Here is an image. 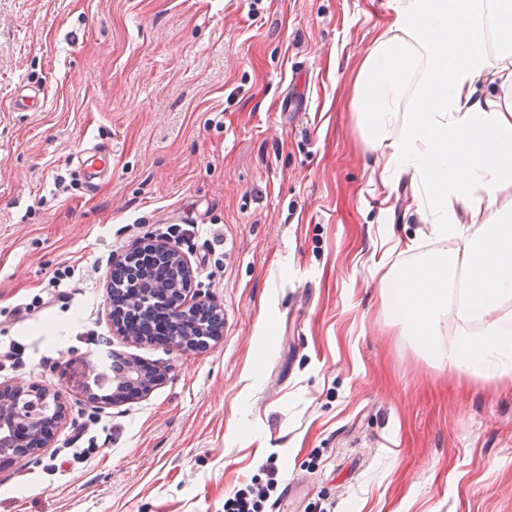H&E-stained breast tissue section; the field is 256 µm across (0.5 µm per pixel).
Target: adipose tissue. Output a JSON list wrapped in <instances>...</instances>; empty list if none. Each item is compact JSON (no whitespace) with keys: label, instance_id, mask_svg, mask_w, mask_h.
<instances>
[{"label":"adipose tissue","instance_id":"ef3b65f1","mask_svg":"<svg viewBox=\"0 0 512 512\" xmlns=\"http://www.w3.org/2000/svg\"><path fill=\"white\" fill-rule=\"evenodd\" d=\"M394 13L357 75L358 126L384 185L410 175L432 234L453 245L407 244L411 263L382 277L384 307L435 366L512 377V0H395ZM481 79L497 100L476 97Z\"/></svg>","mask_w":512,"mask_h":512}]
</instances>
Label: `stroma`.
Wrapping results in <instances>:
<instances>
[{
	"label": "stroma",
	"mask_w": 512,
	"mask_h": 512,
	"mask_svg": "<svg viewBox=\"0 0 512 512\" xmlns=\"http://www.w3.org/2000/svg\"><path fill=\"white\" fill-rule=\"evenodd\" d=\"M394 2L0 0V347L25 360L0 382L66 405L52 448L0 464V512H224L271 455L267 512H512V380L434 367L382 302V254L436 246L352 105ZM173 224L187 298L224 313L203 349L110 315L112 262ZM93 333L162 382L90 399ZM80 169L87 189H91L98 179L111 171L105 149L97 146L89 148L81 160Z\"/></svg>",
	"instance_id": "1"
}]
</instances>
